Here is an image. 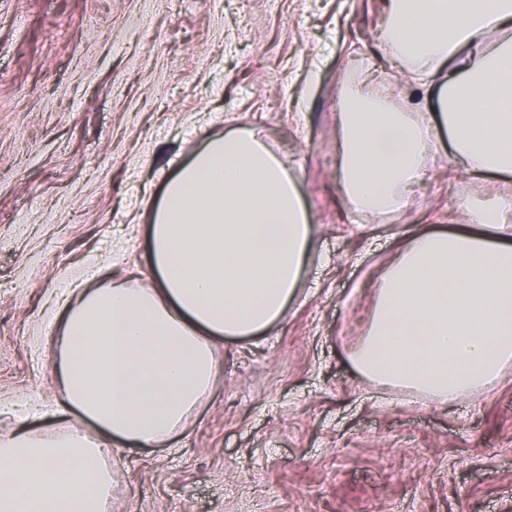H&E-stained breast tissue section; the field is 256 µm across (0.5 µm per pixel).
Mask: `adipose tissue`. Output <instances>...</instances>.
Returning a JSON list of instances; mask_svg holds the SVG:
<instances>
[{
    "mask_svg": "<svg viewBox=\"0 0 512 512\" xmlns=\"http://www.w3.org/2000/svg\"><path fill=\"white\" fill-rule=\"evenodd\" d=\"M381 43L435 84L417 113L386 90L342 89L340 180L356 211L400 212L446 130L475 177L512 176V0H390ZM384 272L352 353L361 376L443 405L489 390L512 363V204L470 208ZM295 178L258 134L228 129L167 179L148 228L151 287L86 274L50 342L66 408L97 436L14 418L0 433V512H112L110 445L168 442L209 398L224 338L256 337L285 314L310 258Z\"/></svg>",
    "mask_w": 512,
    "mask_h": 512,
    "instance_id": "ef3b65f1",
    "label": "adipose tissue"
}]
</instances>
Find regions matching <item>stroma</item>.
<instances>
[{"instance_id": "obj_1", "label": "stroma", "mask_w": 512, "mask_h": 512, "mask_svg": "<svg viewBox=\"0 0 512 512\" xmlns=\"http://www.w3.org/2000/svg\"><path fill=\"white\" fill-rule=\"evenodd\" d=\"M385 0H0V402L56 406L47 321L73 279L145 265L165 179L228 126L259 131L316 226L270 332L226 339L170 444L112 451V512H512V367L442 405L362 378L382 273L467 205L512 199L439 148L403 211H355L338 175L342 83L405 100Z\"/></svg>"}]
</instances>
